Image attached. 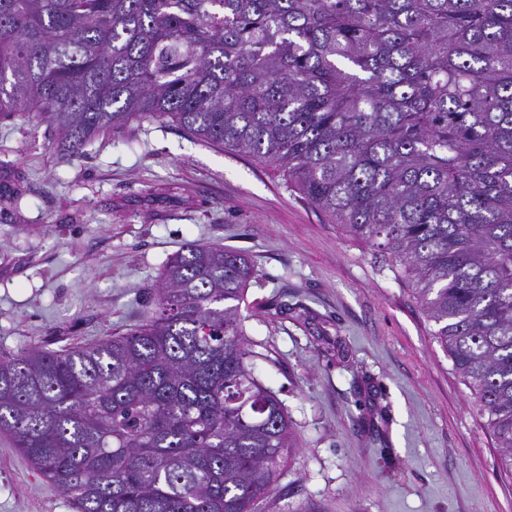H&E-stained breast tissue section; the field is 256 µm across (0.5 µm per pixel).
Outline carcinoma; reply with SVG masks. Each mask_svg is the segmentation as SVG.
Listing matches in <instances>:
<instances>
[{"label":"carcinoma","mask_w":512,"mask_h":512,"mask_svg":"<svg viewBox=\"0 0 512 512\" xmlns=\"http://www.w3.org/2000/svg\"><path fill=\"white\" fill-rule=\"evenodd\" d=\"M67 156L168 118L389 253L512 472V0H0V117ZM238 250L168 258L155 310L0 357V434L77 512H264L295 438L254 375Z\"/></svg>","instance_id":"1"}]
</instances>
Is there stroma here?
I'll return each instance as SVG.
<instances>
[{
  "label": "stroma",
  "instance_id": "obj_1",
  "mask_svg": "<svg viewBox=\"0 0 512 512\" xmlns=\"http://www.w3.org/2000/svg\"><path fill=\"white\" fill-rule=\"evenodd\" d=\"M189 243L255 265L244 331L295 437L266 512H512V475L389 254L273 167L170 120L101 133L70 158L39 118L0 119L1 355L140 323ZM0 512H75L4 436Z\"/></svg>",
  "mask_w": 512,
  "mask_h": 512
}]
</instances>
